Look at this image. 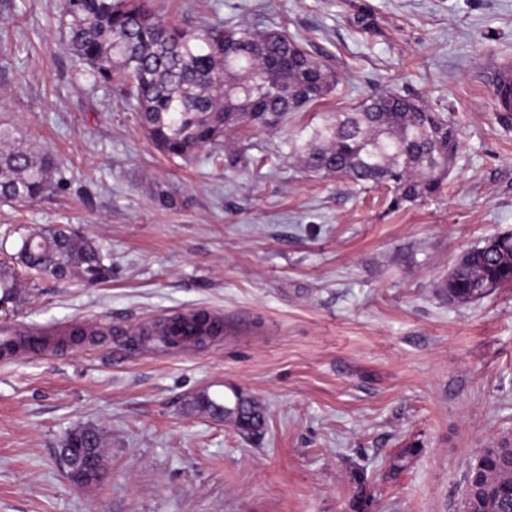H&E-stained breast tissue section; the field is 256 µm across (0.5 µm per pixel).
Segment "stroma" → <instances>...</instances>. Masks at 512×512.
I'll use <instances>...</instances> for the list:
<instances>
[{"label":"stroma","instance_id":"obj_1","mask_svg":"<svg viewBox=\"0 0 512 512\" xmlns=\"http://www.w3.org/2000/svg\"><path fill=\"white\" fill-rule=\"evenodd\" d=\"M155 5L181 24L287 30L339 90L281 127L226 131L219 162L170 159L119 95L73 78L63 0H0V127L63 177L33 205L0 202V249L68 224L112 266L95 287L19 277L14 321L103 331L0 364V512H347L357 471L369 512H457L470 461L512 443V287L463 305L444 289L472 247L512 233V128L486 81L512 58V0ZM385 89L446 113L460 140L443 192L396 210L387 188L310 173L291 150ZM187 309L221 314L223 333L152 348L143 329ZM235 388L263 404L260 436L188 413L194 391ZM89 425L108 476L79 489L60 448Z\"/></svg>","mask_w":512,"mask_h":512}]
</instances>
